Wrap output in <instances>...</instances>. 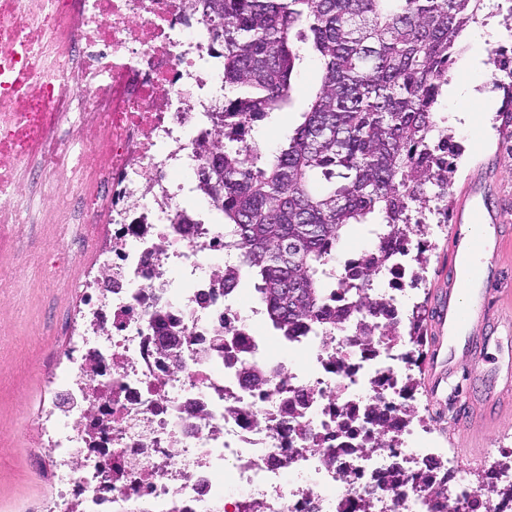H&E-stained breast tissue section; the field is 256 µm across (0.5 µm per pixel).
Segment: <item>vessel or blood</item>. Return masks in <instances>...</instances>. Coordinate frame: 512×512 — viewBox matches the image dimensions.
<instances>
[{
	"mask_svg": "<svg viewBox=\"0 0 512 512\" xmlns=\"http://www.w3.org/2000/svg\"><path fill=\"white\" fill-rule=\"evenodd\" d=\"M484 184V179H474L453 210L448 286L440 290L436 301V337L427 356L435 388H447L449 395L456 398L461 395L456 358L466 352L480 354L491 336L512 332L511 317H503L497 323L487 317L499 248L512 241V232L492 222V208L480 203Z\"/></svg>",
	"mask_w": 512,
	"mask_h": 512,
	"instance_id": "vessel-or-blood-1",
	"label": "vessel or blood"
}]
</instances>
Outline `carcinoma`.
<instances>
[{
	"mask_svg": "<svg viewBox=\"0 0 512 512\" xmlns=\"http://www.w3.org/2000/svg\"><path fill=\"white\" fill-rule=\"evenodd\" d=\"M224 59L218 103L223 155L196 190L224 220L235 249L224 292L253 283L267 319L287 340L346 319L329 308L328 281L351 292L380 328L370 291L378 268L347 282L336 251L354 224L373 253L408 245L423 210L448 207L457 171L437 107L461 36L485 0H188ZM316 62L320 85L291 136L263 152L248 141L286 107L293 76ZM493 86L512 100V57L492 59Z\"/></svg>",
	"mask_w": 512,
	"mask_h": 512,
	"instance_id": "1",
	"label": "carcinoma"
}]
</instances>
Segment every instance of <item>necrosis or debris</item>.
Here are the masks:
<instances>
[{
  "label": "necrosis or debris",
  "instance_id": "4bbe7bcc",
  "mask_svg": "<svg viewBox=\"0 0 512 512\" xmlns=\"http://www.w3.org/2000/svg\"><path fill=\"white\" fill-rule=\"evenodd\" d=\"M187 0H0V238L68 195L112 227V288L38 422L62 512H512L484 498L426 417L394 414L413 348L330 329L272 354L261 311L213 276L232 249L187 206L218 126L224 64ZM40 171L37 195L23 173ZM385 258L379 315L404 321L411 249ZM106 370L90 378L88 367ZM256 365L261 389L243 378ZM441 493L426 499L415 473Z\"/></svg>",
  "mask_w": 512,
  "mask_h": 512
}]
</instances>
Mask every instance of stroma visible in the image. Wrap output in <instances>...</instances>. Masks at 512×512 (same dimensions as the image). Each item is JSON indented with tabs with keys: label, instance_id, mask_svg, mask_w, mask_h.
I'll use <instances>...</instances> for the list:
<instances>
[{
	"label": "stroma",
	"instance_id": "obj_1",
	"mask_svg": "<svg viewBox=\"0 0 512 512\" xmlns=\"http://www.w3.org/2000/svg\"><path fill=\"white\" fill-rule=\"evenodd\" d=\"M511 11L512 0H487L486 9L477 23L468 27L463 40L464 54L475 55L476 61L468 68L453 66L438 105L439 127L451 135L459 153L452 196H459L475 176L491 172L497 219L510 226L512 148L502 144L494 113L476 111L469 119H458L465 103L455 96L453 88L462 83L489 86L490 55L505 43L504 19ZM295 83L288 107L260 123L255 135L260 147L286 137L300 123L311 94L319 86L313 61L303 62ZM80 219L77 208L66 206V235L56 246L41 225H22L14 239L20 264L0 288V325L7 331L0 339V512H20L21 506L51 500L55 476L46 462V449L38 444L34 425L48 398L50 381L61 370L58 355L70 341V330L84 327L79 315L83 294L74 288L70 269L78 264L84 274L99 275L96 251L112 239L111 226L99 224L95 227L96 242L86 241L79 235ZM425 232L432 248L426 253L422 280L409 296L427 318L436 292L448 285L449 229L429 224ZM510 352L512 336H503L491 342L477 363L480 374H473L475 363L471 359L459 362V377L475 402L495 396L496 411L488 417H477L474 405H459L447 396L434 395L424 369L415 373L417 396L431 403L432 437L441 440L444 447L459 449L477 484L486 481L487 475L485 464L471 461L476 449L498 444L503 448L502 462L512 461V396L500 393V365Z\"/></svg>",
	"mask_w": 512,
	"mask_h": 512
}]
</instances>
